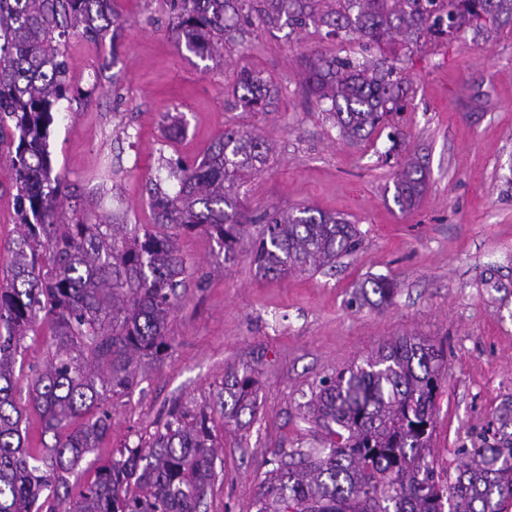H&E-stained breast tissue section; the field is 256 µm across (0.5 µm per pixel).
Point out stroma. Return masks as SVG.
Masks as SVG:
<instances>
[{"mask_svg":"<svg viewBox=\"0 0 512 512\" xmlns=\"http://www.w3.org/2000/svg\"><path fill=\"white\" fill-rule=\"evenodd\" d=\"M117 9L118 40L76 34L67 45L72 93L57 106L48 150L76 202L123 224L150 223L148 182L172 190L170 164L200 161L234 128L272 147L241 188L253 219L246 239L260 232L256 216L310 205L356 224L361 242L318 272L265 278L247 249L225 263L208 235H181L186 285L169 319L172 347L162 362L142 358L133 390L107 401L112 427L68 474L70 486L93 480L113 451L150 438L171 404L188 402L211 415L220 448L199 512H249L274 451L322 440L301 409L312 387L407 333L445 353L433 452L455 471L457 448L495 427L497 409L512 403V23L389 54L412 87L406 110L349 144L310 95L304 60L315 52L360 60L358 43L272 24L203 60L178 48L166 0H117ZM245 68L276 88L268 111L230 106ZM168 113L185 122L174 140ZM409 158L424 165L428 184L404 211L395 180ZM12 183L0 161V271L16 236ZM371 276L396 282L392 302L350 305L354 284ZM55 343L43 323L25 339L20 405ZM234 370L252 376L256 408L227 423L216 401Z\"/></svg>","mask_w":512,"mask_h":512,"instance_id":"35a3bbf8","label":"stroma"}]
</instances>
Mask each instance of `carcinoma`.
Listing matches in <instances>:
<instances>
[{
	"instance_id": "obj_1",
	"label": "carcinoma",
	"mask_w": 512,
	"mask_h": 512,
	"mask_svg": "<svg viewBox=\"0 0 512 512\" xmlns=\"http://www.w3.org/2000/svg\"><path fill=\"white\" fill-rule=\"evenodd\" d=\"M178 46L206 59L248 29L285 20L379 52L423 36L481 33L512 18V0H168ZM114 0H0V160L14 174L17 220L12 262L0 280V512H197L215 476L216 434L203 410L176 403L148 442L128 445L76 492L73 470L112 426L110 397L137 384V355L160 359L170 348L169 317L183 285L181 234L204 230L223 260L235 259L244 234L239 190L271 152L261 137L227 129L199 162L173 172L178 189H149L152 223L113 224L64 209V182L54 173L47 140L53 109L70 91L61 46L70 35L119 38ZM306 84L349 141L366 140L405 108L407 79L386 60L359 62L317 54L304 62ZM234 105L266 111L270 81L244 69ZM415 162L396 181V200L411 208L425 191ZM250 244L262 276L318 271L349 254L360 232L339 216L305 206L259 217ZM397 284L369 277L351 304L392 301ZM378 296L373 301L370 295ZM57 343L28 388L52 443L28 448L16 400L15 368L36 321ZM442 350L418 336L385 342L360 363L326 376L306 402L307 419L324 431L320 448L276 453L252 504L255 512H512V404L499 427L456 450L455 475H441L431 448ZM252 380L234 378L225 420L247 406Z\"/></svg>"
}]
</instances>
